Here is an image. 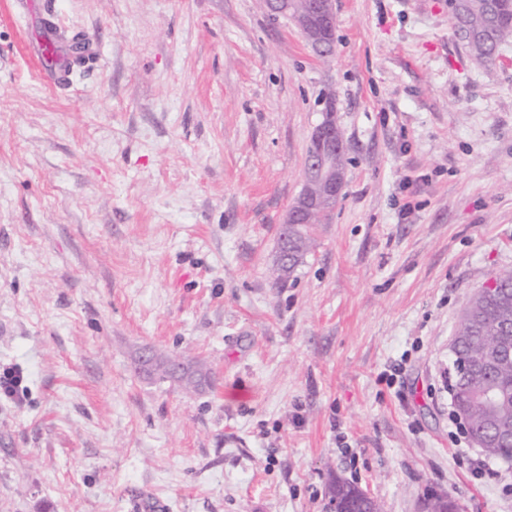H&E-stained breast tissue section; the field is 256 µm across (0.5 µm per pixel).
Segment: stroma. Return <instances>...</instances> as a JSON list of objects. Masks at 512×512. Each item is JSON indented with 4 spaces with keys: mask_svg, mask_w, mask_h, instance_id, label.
Here are the masks:
<instances>
[{
    "mask_svg": "<svg viewBox=\"0 0 512 512\" xmlns=\"http://www.w3.org/2000/svg\"><path fill=\"white\" fill-rule=\"evenodd\" d=\"M0 0V512H512V463L453 415L449 343L512 269V43L473 61L447 0H334L316 58L263 0ZM87 35L68 83L41 16ZM344 196L269 269L327 101ZM202 359L190 393L142 350ZM375 498L367 490L357 487L350 496L330 500V512H374Z\"/></svg>",
    "mask_w": 512,
    "mask_h": 512,
    "instance_id": "1",
    "label": "stroma"
}]
</instances>
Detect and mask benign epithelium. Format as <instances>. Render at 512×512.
<instances>
[{
  "label": "benign epithelium",
  "mask_w": 512,
  "mask_h": 512,
  "mask_svg": "<svg viewBox=\"0 0 512 512\" xmlns=\"http://www.w3.org/2000/svg\"><path fill=\"white\" fill-rule=\"evenodd\" d=\"M268 10L292 15L313 54L325 56L326 40L334 36L336 18L333 0H265ZM346 151L345 138L336 133V125L323 120L309 138L304 185L288 209L283 224L276 265L288 266V225L306 224L317 213L336 207V195L343 189L345 173L336 169V153ZM375 498L358 487L350 496L329 502V512H375Z\"/></svg>",
  "instance_id": "obj_1"
}]
</instances>
